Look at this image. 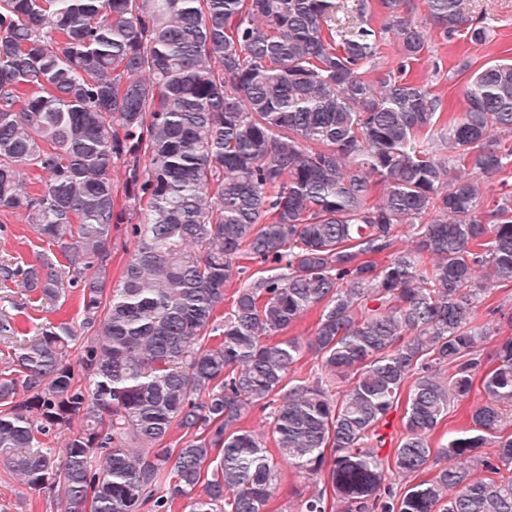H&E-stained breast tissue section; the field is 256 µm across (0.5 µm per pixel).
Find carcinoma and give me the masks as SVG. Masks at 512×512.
<instances>
[{"instance_id": "cac0c4a2", "label": "carcinoma", "mask_w": 512, "mask_h": 512, "mask_svg": "<svg viewBox=\"0 0 512 512\" xmlns=\"http://www.w3.org/2000/svg\"><path fill=\"white\" fill-rule=\"evenodd\" d=\"M424 3L379 0L401 54L382 69V33L336 0H0V210L62 257H1L0 286L57 301L72 274L90 335L81 381L71 323L0 312L6 473L62 485L64 512H265L285 464L322 484L301 512H512V315L470 426L430 441L481 369L487 294L512 288V193L484 184L512 167V63L459 61L444 116L412 64L436 29L489 30ZM117 159L140 218L114 286ZM242 258L261 275L219 317ZM316 307L308 342L286 335ZM306 348L320 376L290 377ZM271 404L269 449L241 422ZM405 402H400L399 406L392 411L386 418V421L379 426L378 436H383L382 452L391 454V448H396L398 440L403 432L402 416Z\"/></svg>"}]
</instances>
